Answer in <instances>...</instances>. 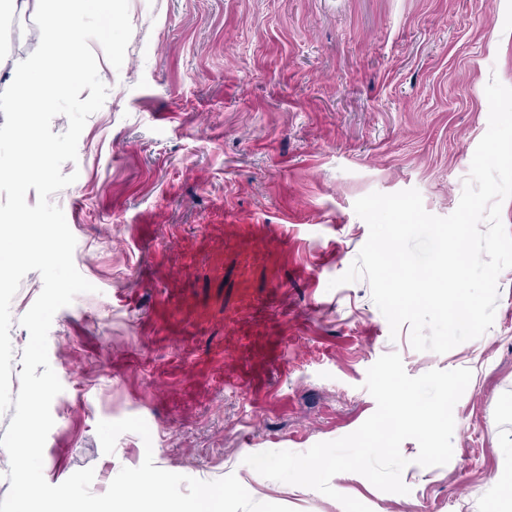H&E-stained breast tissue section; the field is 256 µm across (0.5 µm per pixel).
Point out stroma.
Returning <instances> with one entry per match:
<instances>
[{
    "mask_svg": "<svg viewBox=\"0 0 512 512\" xmlns=\"http://www.w3.org/2000/svg\"><path fill=\"white\" fill-rule=\"evenodd\" d=\"M129 14L121 68L93 48L108 95L62 167L78 178L57 204L95 290L48 334L63 391L46 481L90 468L101 494L149 452L200 480L235 474L259 502L344 512L244 459L354 432L376 410L368 368L395 352L413 377L471 370L453 456L420 466L407 440V493L351 472L332 487L372 512H512V268L492 328L443 354L415 351L408 327L391 334L366 280L330 285L368 239L360 197L414 188L427 212L456 209L486 85L512 87V0H129ZM254 229L251 258L238 241ZM42 287L29 272L12 300L15 353ZM255 330L263 355L247 370ZM131 416L150 443L127 432L104 454L98 422Z\"/></svg>",
    "mask_w": 512,
    "mask_h": 512,
    "instance_id": "1",
    "label": "stroma"
}]
</instances>
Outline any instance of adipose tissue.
<instances>
[{
    "mask_svg": "<svg viewBox=\"0 0 512 512\" xmlns=\"http://www.w3.org/2000/svg\"><path fill=\"white\" fill-rule=\"evenodd\" d=\"M50 6L52 11L39 29L40 55L11 63L0 59V72L11 71L18 83L28 85L42 79L80 32L83 15L93 12L111 17L119 0H51Z\"/></svg>",
    "mask_w": 512,
    "mask_h": 512,
    "instance_id": "adipose-tissue-1",
    "label": "adipose tissue"
}]
</instances>
